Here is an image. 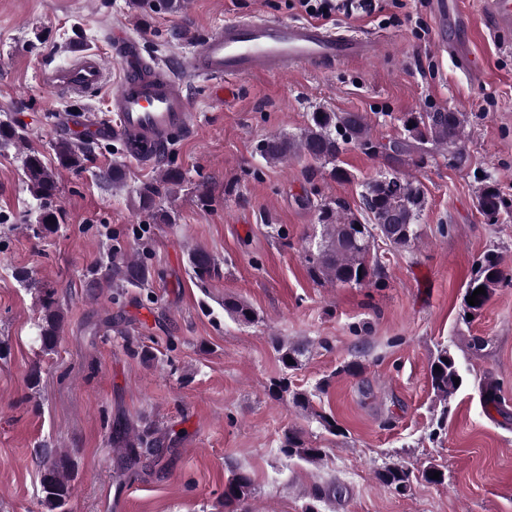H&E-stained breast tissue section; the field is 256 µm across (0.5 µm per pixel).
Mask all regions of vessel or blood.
<instances>
[{
    "label": "vessel or blood",
    "mask_w": 512,
    "mask_h": 512,
    "mask_svg": "<svg viewBox=\"0 0 512 512\" xmlns=\"http://www.w3.org/2000/svg\"><path fill=\"white\" fill-rule=\"evenodd\" d=\"M484 12L497 29H512V0H484ZM123 77L109 97L103 129L121 137L132 156L151 163L160 149L192 130L185 79L158 67L145 71L138 39L118 34ZM375 39L334 32L318 22L270 18L225 21L192 45L189 77L209 81L263 74H285L299 67L323 68L373 56ZM106 66L98 54L80 56L46 77L50 88L67 93L97 88Z\"/></svg>",
    "instance_id": "1"
}]
</instances>
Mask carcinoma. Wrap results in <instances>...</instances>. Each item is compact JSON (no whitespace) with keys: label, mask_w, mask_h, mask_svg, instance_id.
<instances>
[{"label":"carcinoma","mask_w":512,"mask_h":512,"mask_svg":"<svg viewBox=\"0 0 512 512\" xmlns=\"http://www.w3.org/2000/svg\"><path fill=\"white\" fill-rule=\"evenodd\" d=\"M405 135L387 143L372 136L368 118L358 112H327L317 110L310 113L305 128L298 136L272 134L259 145L261 157L270 164L286 163L305 156L330 166L333 179H345L349 174L337 165L340 154L348 145L363 151L385 156L388 170L379 172L363 184L362 200L369 215L365 223L350 206L339 200H324L317 206V220L322 233L315 243L305 246V262L311 278L324 285L362 286L381 278V268L370 264L371 250L375 241L382 238L383 228L390 225L393 237L386 245L399 251L407 249L417 239V222L425 205L420 185L408 179L399 167L424 162L428 146L448 151V165L461 168L468 157L462 148L467 127L466 113L452 111L420 112L403 122ZM25 140V128L13 121H0V145ZM55 166H49L41 153L30 151L22 160V171L30 192L40 200V212L36 223L25 225L36 238L53 233L59 224V209L53 205L57 195V173L59 170H78L84 166L87 149L79 144L60 139L52 144ZM186 182L184 172L173 166L166 167L157 178L143 183L138 189L137 203L141 211L155 220L170 224L173 212L162 208L163 199L170 197ZM477 207L489 224H498L503 216L512 215V198L505 196L493 182H486L477 195ZM112 255V266L108 277L112 282V302L120 303L127 288L148 286L151 270L147 261L133 255ZM193 271L209 275L215 270V260L206 251L198 249L191 253ZM507 282L500 268V261L493 255L486 256L474 277L466 283L465 296L470 297L475 289L485 288L486 294L478 295L479 304L467 306L470 313L480 311L489 301L494 289ZM224 311L235 321L249 324L256 318L255 310L247 303L229 297L224 299ZM62 315L53 293L45 292L42 301V317L38 325L37 339L44 353L55 350L60 340ZM273 347L281 365V377L273 380L269 392L277 397L291 398L300 408L309 406L307 394L294 391L288 386V372L297 365L287 364V359L298 361L302 349L278 336L272 338ZM430 370L431 387L443 400H448L458 391L455 379L462 378L461 368L448 349H442L432 360ZM110 443L118 453L122 469L132 470L147 453H157L163 444L152 426L135 427L119 417L112 423ZM281 450L285 455L297 456L312 462L321 457L322 451L304 443L299 432L288 430ZM42 504L47 512H67L73 496L74 485L69 468V459L55 448H43L39 458ZM378 478L387 487L399 493L411 488L410 474L401 467H387L378 472ZM252 480L243 472H237L224 485V512H251L249 498Z\"/></svg>","instance_id":"1"}]
</instances>
